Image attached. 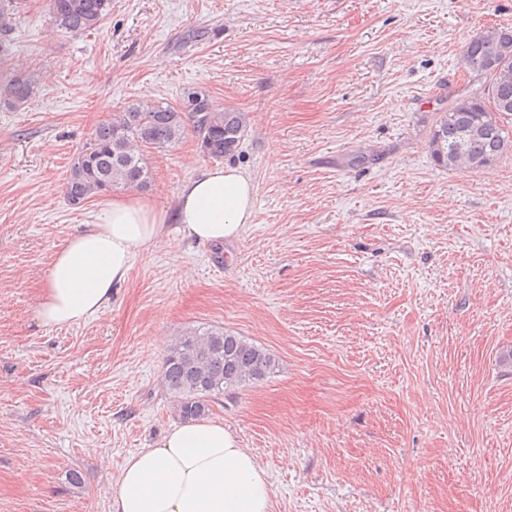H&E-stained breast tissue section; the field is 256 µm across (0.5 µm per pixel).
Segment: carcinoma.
<instances>
[{"label":"carcinoma","mask_w":512,"mask_h":512,"mask_svg":"<svg viewBox=\"0 0 512 512\" xmlns=\"http://www.w3.org/2000/svg\"><path fill=\"white\" fill-rule=\"evenodd\" d=\"M22 0H0V97L20 107L36 96L31 75L4 72L12 54L13 20ZM111 0H48L52 22L62 31L79 35L95 29L110 9ZM500 28L473 36L463 50V63L488 78L483 92L463 99L440 113L431 135L435 161L448 169L483 171L512 151V130L501 116H512V56L500 52ZM494 56L501 67L475 69ZM192 126L202 152L215 160L234 154L248 134L245 112L219 108L203 91L187 95L184 109L159 101L128 103L110 121L100 124L73 160L66 182L69 201L78 205L109 193L114 187L142 189L151 178L143 149L178 145ZM279 363L266 349L222 328H188L169 347L163 383L182 419L201 418L209 399L226 390L259 382L276 373Z\"/></svg>","instance_id":"1"}]
</instances>
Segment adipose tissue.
<instances>
[{"instance_id": "ef3b65f1", "label": "adipose tissue", "mask_w": 512, "mask_h": 512, "mask_svg": "<svg viewBox=\"0 0 512 512\" xmlns=\"http://www.w3.org/2000/svg\"><path fill=\"white\" fill-rule=\"evenodd\" d=\"M255 218V185L241 169H206L188 179L171 205L120 195L105 201L87 228L54 254L36 310L45 327L70 326L112 302L137 257L169 232L205 244L243 237ZM267 471L222 421L172 426L124 462L109 512H272Z\"/></svg>"}]
</instances>
